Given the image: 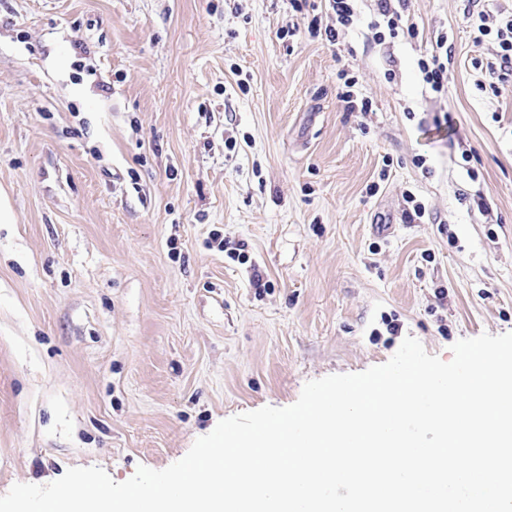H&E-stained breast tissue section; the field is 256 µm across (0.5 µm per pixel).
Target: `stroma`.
Segmentation results:
<instances>
[{
  "label": "stroma",
  "instance_id": "35a3bbf8",
  "mask_svg": "<svg viewBox=\"0 0 512 512\" xmlns=\"http://www.w3.org/2000/svg\"><path fill=\"white\" fill-rule=\"evenodd\" d=\"M355 11L330 43L328 0H0V495L165 469L409 336L448 361L512 332L497 44L469 0H409L394 39ZM443 36L435 93L417 61ZM338 79L341 81V85L339 86L337 98L344 104L345 111L362 112L363 114L371 112V101L365 98L358 99V95L354 90L357 84L355 76H350L348 71L342 70L338 74Z\"/></svg>",
  "mask_w": 512,
  "mask_h": 512
}]
</instances>
